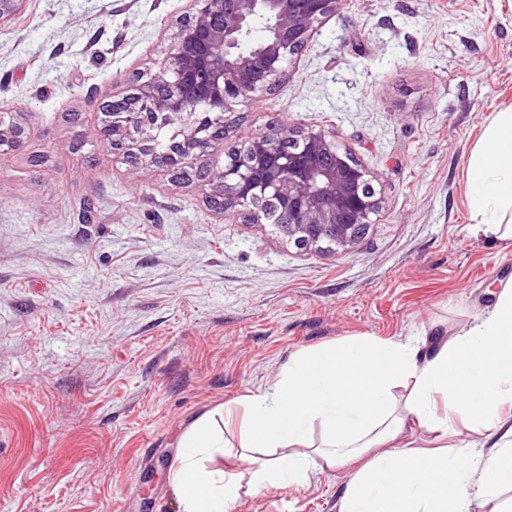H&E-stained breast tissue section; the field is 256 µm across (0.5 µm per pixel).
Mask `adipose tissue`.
Masks as SVG:
<instances>
[{
	"mask_svg": "<svg viewBox=\"0 0 512 512\" xmlns=\"http://www.w3.org/2000/svg\"><path fill=\"white\" fill-rule=\"evenodd\" d=\"M468 185L475 232L512 241V109L497 113L483 133ZM419 352L411 337L298 353L273 385L248 399L241 475L213 467L235 449L212 414L203 415L185 432L171 472L181 512H225L243 487H296L315 470L350 462L356 470L342 512H472L479 502L505 512L512 493V414H502L512 410V281L431 358ZM405 382L410 388L400 405L394 390ZM409 414L453 445L370 456L402 433ZM315 424L322 439L314 446L308 436ZM485 432L494 438L488 450L478 439ZM261 448L280 454L264 458Z\"/></svg>",
	"mask_w": 512,
	"mask_h": 512,
	"instance_id": "adipose-tissue-1",
	"label": "adipose tissue"
}]
</instances>
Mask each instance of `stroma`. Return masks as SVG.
Returning <instances> with one entry per match:
<instances>
[{
    "label": "stroma",
    "instance_id": "stroma-1",
    "mask_svg": "<svg viewBox=\"0 0 512 512\" xmlns=\"http://www.w3.org/2000/svg\"><path fill=\"white\" fill-rule=\"evenodd\" d=\"M187 0H28L0 26V512H181L185 430L299 351L419 338L428 356L493 304L512 245L471 230L467 166L512 108V0H341L287 80L243 109L335 131L383 208L353 252H302L218 214L201 182L98 148L99 103L155 69ZM96 104H88V95ZM355 470L250 491L227 512H340ZM9 121V116L1 117L0 121V152L4 151H17L23 147L27 138L25 126L13 117L7 126H4V121ZM6 146V149L2 147Z\"/></svg>",
    "mask_w": 512,
    "mask_h": 512
}]
</instances>
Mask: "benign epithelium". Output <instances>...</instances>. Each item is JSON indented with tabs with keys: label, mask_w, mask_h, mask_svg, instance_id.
<instances>
[{
	"label": "benign epithelium",
	"mask_w": 512,
	"mask_h": 512,
	"mask_svg": "<svg viewBox=\"0 0 512 512\" xmlns=\"http://www.w3.org/2000/svg\"><path fill=\"white\" fill-rule=\"evenodd\" d=\"M26 0H0V24ZM339 0H190L170 52L147 79L128 83L104 113L100 144L127 154L131 166H151L181 179L217 152L227 160L205 181L207 201L249 224H268L301 251L350 253L381 209L377 178L336 133L270 125L224 151L229 115L258 92H273L286 65L308 48ZM257 29L249 53L238 47ZM179 122L176 139L158 150L153 131ZM27 138L14 117L0 121V152L17 151Z\"/></svg>",
	"instance_id": "obj_1"
}]
</instances>
